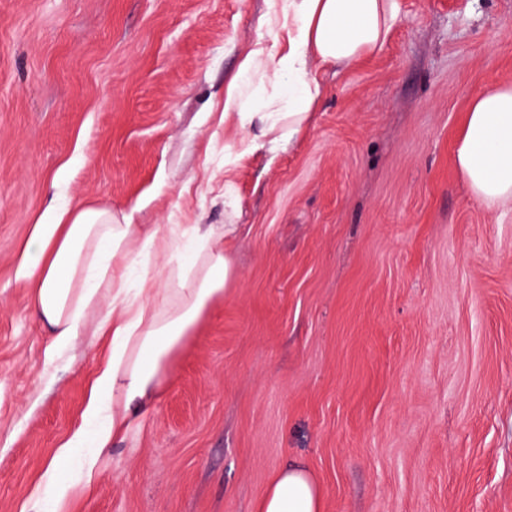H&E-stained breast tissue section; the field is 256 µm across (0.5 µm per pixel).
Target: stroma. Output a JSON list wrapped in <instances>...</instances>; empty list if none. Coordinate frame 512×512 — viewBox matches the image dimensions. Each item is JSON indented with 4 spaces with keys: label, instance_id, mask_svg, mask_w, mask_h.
I'll use <instances>...</instances> for the list:
<instances>
[{
    "label": "stroma",
    "instance_id": "stroma-1",
    "mask_svg": "<svg viewBox=\"0 0 512 512\" xmlns=\"http://www.w3.org/2000/svg\"><path fill=\"white\" fill-rule=\"evenodd\" d=\"M399 5L298 142L241 159L260 128L224 127V82L271 46L266 0H0V512H258L292 464L322 512H512V203L454 162L471 100L512 84V0ZM65 205L239 232L140 426L57 501L107 345L46 363L14 268Z\"/></svg>",
    "mask_w": 512,
    "mask_h": 512
}]
</instances>
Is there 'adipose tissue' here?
Returning a JSON list of instances; mask_svg holds the SVG:
<instances>
[{"mask_svg":"<svg viewBox=\"0 0 512 512\" xmlns=\"http://www.w3.org/2000/svg\"><path fill=\"white\" fill-rule=\"evenodd\" d=\"M399 0H268L272 49L247 51L224 87L223 119L257 122L271 153L306 126L323 92L318 68L349 64L380 50L399 21ZM456 165L472 194L512 203V85L477 96L455 148ZM237 225L171 224L157 233L117 223L111 211H62L33 225L14 272L33 309L52 332L45 351L54 362L85 330L111 340L82 411L58 459L88 449L83 472L126 433L163 391L167 372L212 303L235 277L226 246ZM192 248L178 267L177 285L159 287L148 273L129 284L144 253ZM318 487L295 466L273 477L259 512H321Z\"/></svg>","mask_w":512,"mask_h":512,"instance_id":"1","label":"adipose tissue"}]
</instances>
